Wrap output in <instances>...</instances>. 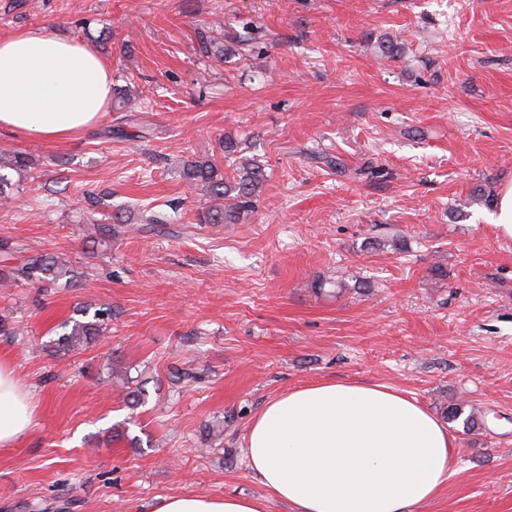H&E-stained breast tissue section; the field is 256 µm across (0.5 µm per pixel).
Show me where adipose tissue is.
I'll list each match as a JSON object with an SVG mask.
<instances>
[{
	"instance_id": "ef3b65f1",
	"label": "adipose tissue",
	"mask_w": 512,
	"mask_h": 512,
	"mask_svg": "<svg viewBox=\"0 0 512 512\" xmlns=\"http://www.w3.org/2000/svg\"><path fill=\"white\" fill-rule=\"evenodd\" d=\"M112 70L91 44L22 29L0 38V130L62 139L95 125ZM35 405L0 361V446ZM249 472L290 512H417L457 471L453 436L427 408L378 384L324 381L269 399L245 437ZM155 512H267L262 497L174 495Z\"/></svg>"
}]
</instances>
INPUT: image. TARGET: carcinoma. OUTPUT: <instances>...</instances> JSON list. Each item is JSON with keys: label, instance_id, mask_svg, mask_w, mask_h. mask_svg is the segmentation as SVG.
<instances>
[{"label": "carcinoma", "instance_id": "cac0c4a2", "mask_svg": "<svg viewBox=\"0 0 512 512\" xmlns=\"http://www.w3.org/2000/svg\"><path fill=\"white\" fill-rule=\"evenodd\" d=\"M200 52L220 61L224 58L226 45L224 39L214 35L213 29L197 32ZM33 165L32 158L25 153L0 156V199L8 198L10 188L8 179L1 171L11 169L26 171ZM183 176L194 185L201 186L208 197L209 204L198 212L200 224H237L244 220L254 209V201L266 182V173L261 166L244 161L240 163L232 178L224 177L214 157L191 158L183 164ZM181 220L177 208L172 213L145 209L141 214L144 224H170ZM3 280L23 279L44 288H50L59 280L66 278L74 281L77 274L62 260L49 254H40L28 258L22 265L12 267L0 277ZM83 319H72L61 326L62 332L56 342L60 351H73L83 347L91 338L103 333L104 325L110 318L106 309L94 311L85 307L80 310ZM466 405L453 403L444 408L446 418L454 422L464 418V428L475 426L474 414H465Z\"/></svg>", "mask_w": 512, "mask_h": 512}]
</instances>
